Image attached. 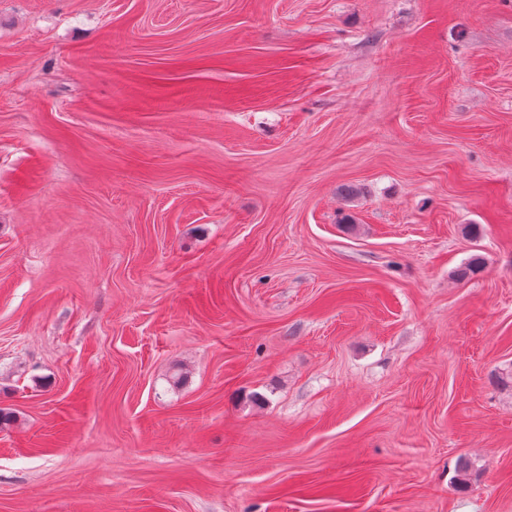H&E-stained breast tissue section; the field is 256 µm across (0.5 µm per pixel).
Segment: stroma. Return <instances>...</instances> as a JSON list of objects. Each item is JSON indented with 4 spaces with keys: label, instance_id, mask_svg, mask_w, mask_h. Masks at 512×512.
Wrapping results in <instances>:
<instances>
[{
    "label": "stroma",
    "instance_id": "1",
    "mask_svg": "<svg viewBox=\"0 0 512 512\" xmlns=\"http://www.w3.org/2000/svg\"><path fill=\"white\" fill-rule=\"evenodd\" d=\"M0 412V512H512V0H0Z\"/></svg>",
    "mask_w": 512,
    "mask_h": 512
}]
</instances>
